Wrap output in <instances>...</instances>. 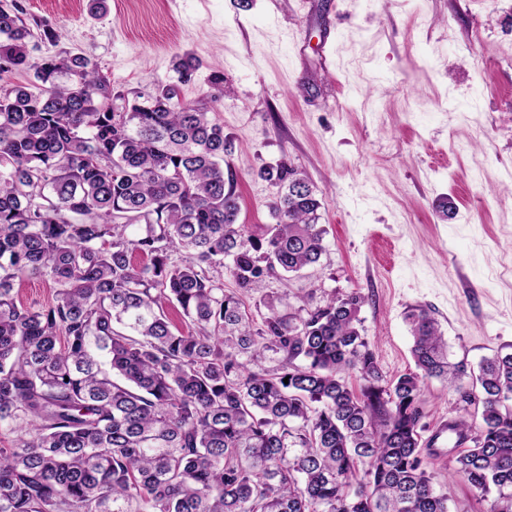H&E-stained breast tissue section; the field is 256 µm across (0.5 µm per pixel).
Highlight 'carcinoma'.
Masks as SVG:
<instances>
[{"instance_id": "1", "label": "carcinoma", "mask_w": 512, "mask_h": 512, "mask_svg": "<svg viewBox=\"0 0 512 512\" xmlns=\"http://www.w3.org/2000/svg\"><path fill=\"white\" fill-rule=\"evenodd\" d=\"M32 38L22 8L0 4V74L33 72L0 82V430L16 434L0 512H448L421 448L432 379L463 402L448 431L467 448L448 468L512 512V351L466 389V365L413 308L415 370L388 381L358 291L314 308L264 296L255 323L243 296L325 251L314 186L262 167L274 223L246 234L214 115L224 74L208 106L162 83L131 102L86 55L30 61ZM194 69L173 65L181 83ZM31 279L51 302L18 300Z\"/></svg>"}]
</instances>
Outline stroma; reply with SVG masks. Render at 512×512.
<instances>
[{"label": "stroma", "instance_id": "35a3bbf8", "mask_svg": "<svg viewBox=\"0 0 512 512\" xmlns=\"http://www.w3.org/2000/svg\"><path fill=\"white\" fill-rule=\"evenodd\" d=\"M19 2L63 32L33 37V60L89 55L131 97L176 81L178 54L199 61L189 100L223 67L239 223L271 224L275 189L257 171L280 161L322 203L319 263L264 293L319 306L360 291L386 379L415 368L412 307L432 312L464 385L512 345V0H108L99 18L88 0ZM420 401L427 439L459 396L432 380ZM430 472L450 512H484L451 471Z\"/></svg>", "mask_w": 512, "mask_h": 512}]
</instances>
